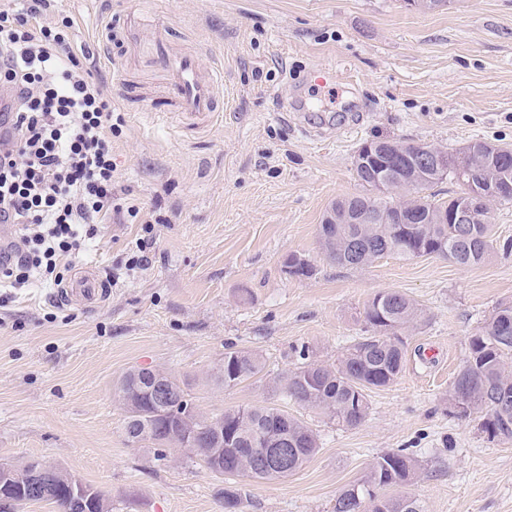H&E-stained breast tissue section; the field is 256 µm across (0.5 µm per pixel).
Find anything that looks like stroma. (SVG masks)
Instances as JSON below:
<instances>
[{
    "label": "stroma",
    "mask_w": 512,
    "mask_h": 512,
    "mask_svg": "<svg viewBox=\"0 0 512 512\" xmlns=\"http://www.w3.org/2000/svg\"><path fill=\"white\" fill-rule=\"evenodd\" d=\"M74 45L90 47L112 107L115 201L135 202L155 227L104 224L74 268L112 292L102 304L58 311L53 289L0 290V461L36 458L108 491L112 512H224V479L186 451L157 461L129 443L118 386L130 371L161 369L213 415L273 399L269 382L224 388L213 378L224 347L258 351L282 373L309 358L333 366L363 326L374 294L408 295L426 321L406 362L371 392L351 428L287 404L320 436L296 473L238 478L244 512H330L383 453L413 452L405 486L426 512H512V441H492L456 416L448 389L471 336L512 301V259L462 268L447 259L392 257L347 269L323 259L319 229L336 199L362 193L352 160L374 137L455 151L474 139L512 145V0H448L422 12L405 0H60ZM161 18L203 67L224 71L218 116L171 112L162 73H123L98 17ZM347 66L342 103L301 107L314 65ZM168 109L155 120L153 108ZM143 252L144 266L128 256ZM297 255L310 278L288 275Z\"/></svg>",
    "instance_id": "stroma-1"
}]
</instances>
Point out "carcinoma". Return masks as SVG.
Returning <instances> with one entry per match:
<instances>
[{
	"label": "carcinoma",
	"mask_w": 512,
	"mask_h": 512,
	"mask_svg": "<svg viewBox=\"0 0 512 512\" xmlns=\"http://www.w3.org/2000/svg\"><path fill=\"white\" fill-rule=\"evenodd\" d=\"M464 150L448 155V175L459 191L446 201L435 200L428 190L439 179L426 181L417 189L416 205L405 213L404 224H383L379 217L394 211L398 195L392 186H380L372 170L354 167L356 179L365 189L362 194L336 201L326 213L320 240L323 255L338 266L360 268L385 255L402 261L443 256L459 267H471L495 257H512V239L494 237L490 224L458 225L448 222L451 213L467 203L482 186L495 180L501 171L512 174V147L495 145L493 155L473 154L468 164L473 174L461 177L456 164ZM289 275L310 278L313 264L296 255L288 256ZM362 334L344 347L336 366L306 362L293 371L275 376L274 389L282 400L305 409L319 410L346 427L363 424L370 410L368 393L393 384L402 372L406 341L403 333L425 320L423 311L406 294L396 290L376 293L365 305ZM224 387L258 382L269 375L263 354L246 348H225L224 364L215 372ZM467 402L469 412L480 415V429L488 438L512 440V303H501L492 311L482 330L470 337L467 355L448 391V402ZM224 441L211 435L209 418L199 416L196 428L203 442L189 452L205 468L225 477L224 512H242L243 499L234 482L238 477L273 479L275 474L256 465L260 449L280 438H288L290 466L298 471L320 448L316 431L288 414L275 403L227 409ZM224 459V469L214 462ZM415 459L403 451L381 455L359 482L336 495L332 512H368L365 499L375 502L374 512H424L419 499L405 494L385 495L411 481ZM26 503L49 502L59 512H94L92 503L112 501L105 492L86 483L70 497L51 487L25 494Z\"/></svg>",
	"instance_id": "cac0c4a2"
}]
</instances>
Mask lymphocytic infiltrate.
I'll return each mask as SVG.
<instances>
[{
    "mask_svg": "<svg viewBox=\"0 0 512 512\" xmlns=\"http://www.w3.org/2000/svg\"><path fill=\"white\" fill-rule=\"evenodd\" d=\"M55 0L0 7V92L9 135L0 138V224L13 227L0 288H51L61 264L88 250L112 221V99L74 48Z\"/></svg>",
    "mask_w": 512,
    "mask_h": 512,
    "instance_id": "obj_1",
    "label": "lymphocytic infiltrate"
}]
</instances>
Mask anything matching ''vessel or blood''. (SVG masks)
<instances>
[{
    "mask_svg": "<svg viewBox=\"0 0 512 512\" xmlns=\"http://www.w3.org/2000/svg\"><path fill=\"white\" fill-rule=\"evenodd\" d=\"M120 38L124 46L121 64L125 69L154 67L163 71L172 105L186 119L213 116L216 99L224 88L221 68H203L196 54L176 47L164 23L145 26L139 13L128 12L123 22ZM312 74L317 84L336 87L352 83L353 77L345 69L330 65L313 66ZM107 292L96 278L83 275L59 290L61 305L71 306L75 300L105 299Z\"/></svg>",
    "mask_w": 512,
    "mask_h": 512,
    "instance_id": "vessel-or-blood-1",
    "label": "vessel or blood"
}]
</instances>
